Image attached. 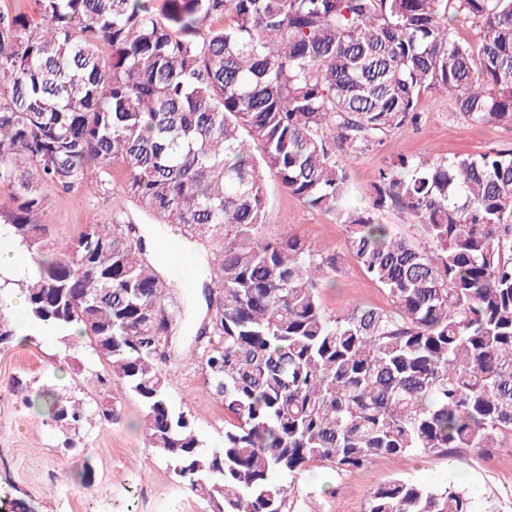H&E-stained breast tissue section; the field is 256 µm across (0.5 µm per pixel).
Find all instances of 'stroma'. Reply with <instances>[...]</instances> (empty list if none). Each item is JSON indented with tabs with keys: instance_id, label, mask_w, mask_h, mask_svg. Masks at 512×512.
I'll return each mask as SVG.
<instances>
[{
	"instance_id": "stroma-1",
	"label": "stroma",
	"mask_w": 512,
	"mask_h": 512,
	"mask_svg": "<svg viewBox=\"0 0 512 512\" xmlns=\"http://www.w3.org/2000/svg\"><path fill=\"white\" fill-rule=\"evenodd\" d=\"M417 111V122L391 129L380 144L354 153L337 152V162L350 175L352 205L371 206L379 171L398 158L415 162L512 148V134L472 122L457 111L448 94L422 92ZM264 180L263 237L274 240L297 234L341 258L335 289L321 294L325 307L335 311L359 304L390 309L385 291L349 255L346 231L335 216L307 207L282 189L273 173H266ZM45 194V220L61 240L76 237L87 225L110 223L116 214L138 224L146 239L167 231L166 225L138 212L119 191L67 196L49 187ZM174 289L185 303L186 317L162 369L170 378L172 402L191 414L208 445L217 446L224 434V406L190 358L206 306L196 288L183 281H175ZM19 379L35 387L53 385L61 396L87 404L88 419L72 438L73 447H65V433L25 404L15 390ZM104 403L117 408V422L97 415L98 405ZM86 460L93 468L88 486L74 477ZM396 478L433 488L459 485L478 512H512V447L403 460L376 458L352 472L315 468L297 481L296 512H365L369 492ZM19 501L31 512H209L206 501L179 483L166 462L147 447L137 400L113 382L89 342L76 344L62 333H38L0 352V512H8Z\"/></svg>"
}]
</instances>
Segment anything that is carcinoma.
I'll list each match as a JSON object with an SVG mask.
<instances>
[{
	"mask_svg": "<svg viewBox=\"0 0 512 512\" xmlns=\"http://www.w3.org/2000/svg\"><path fill=\"white\" fill-rule=\"evenodd\" d=\"M41 23L0 11V224L35 270L18 281L43 333L87 337L140 403L147 445L211 512H294L310 465L512 443V149L380 172L348 203L338 148L356 152L446 92L474 123L512 133V0H37ZM480 31L478 48L454 39ZM109 50L103 55L101 48ZM120 191L207 253L198 364L224 405L207 444L176 408L162 364L184 320L172 280L120 215L60 241L44 188ZM336 216L346 248L396 308L336 312L320 289L339 257L265 241L263 172ZM392 203L416 243L380 224ZM0 349L17 336L3 316ZM76 431L83 403L17 383ZM366 512H476L458 489L396 478ZM380 224H391L394 230L415 242L425 241L426 236L418 221L397 206L386 204L380 210L374 211Z\"/></svg>",
	"mask_w": 512,
	"mask_h": 512,
	"instance_id": "cac0c4a2",
	"label": "carcinoma"
}]
</instances>
